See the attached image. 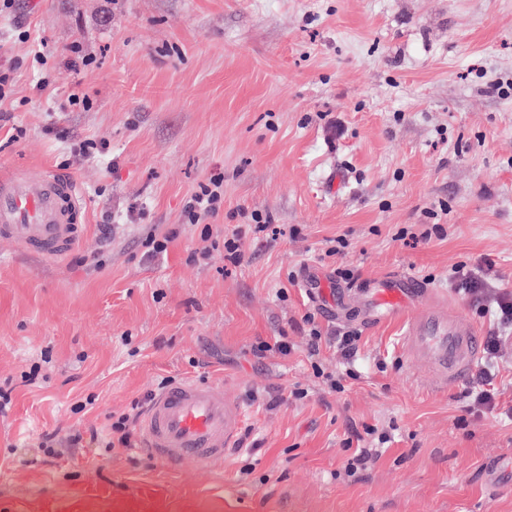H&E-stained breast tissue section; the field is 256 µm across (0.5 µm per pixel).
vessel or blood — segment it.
I'll return each mask as SVG.
<instances>
[{"label":"vessel or blood","instance_id":"obj_1","mask_svg":"<svg viewBox=\"0 0 512 512\" xmlns=\"http://www.w3.org/2000/svg\"><path fill=\"white\" fill-rule=\"evenodd\" d=\"M85 200L75 182L45 171L0 175V240L47 258L67 253L82 237ZM359 317L373 325L400 320V353L424 365L437 387L465 381L480 355L475 329L433 299L416 274L398 271L366 282ZM243 407L222 388L184 381L152 402L141 423L143 449L167 466L209 465L234 447Z\"/></svg>","mask_w":512,"mask_h":512}]
</instances>
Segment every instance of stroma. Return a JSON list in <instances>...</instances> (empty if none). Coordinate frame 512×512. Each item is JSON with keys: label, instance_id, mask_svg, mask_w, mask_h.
Listing matches in <instances>:
<instances>
[{"label": "stroma", "instance_id": "obj_1", "mask_svg": "<svg viewBox=\"0 0 512 512\" xmlns=\"http://www.w3.org/2000/svg\"><path fill=\"white\" fill-rule=\"evenodd\" d=\"M21 28L47 40L46 70ZM74 45L89 65L70 63ZM0 73L13 89L0 171L51 170L87 201L72 252L0 242V512H512V472L497 466L512 422L467 414L461 386L403 363L398 321L336 320L303 287L338 285L339 267L350 288L410 271L487 334L448 271L487 257L512 292V0H15ZM77 86L89 110L69 108ZM86 140L106 156L83 154ZM216 178V215L185 226ZM257 215L270 230L254 231ZM425 224L443 236L420 238ZM176 227L149 255L146 239ZM91 252L102 267L75 262ZM348 329L360 360L336 394L311 365L338 370ZM164 378L224 387L246 411L243 446L174 471L105 452L110 415ZM369 427L391 441L346 476L345 449L373 447Z\"/></svg>", "mask_w": 512, "mask_h": 512}]
</instances>
